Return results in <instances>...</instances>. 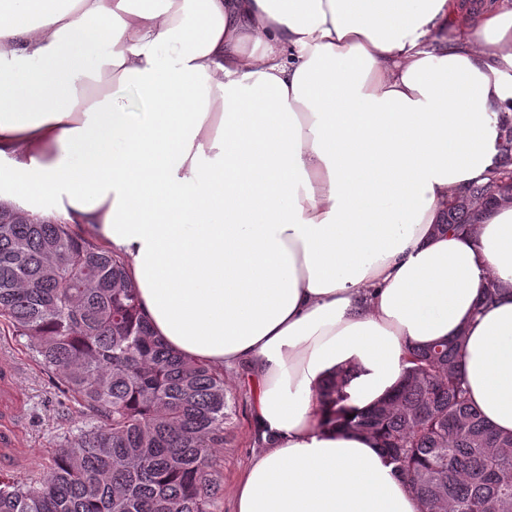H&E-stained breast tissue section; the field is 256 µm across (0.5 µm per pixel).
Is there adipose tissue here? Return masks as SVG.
<instances>
[{"label": "adipose tissue", "instance_id": "1", "mask_svg": "<svg viewBox=\"0 0 512 512\" xmlns=\"http://www.w3.org/2000/svg\"><path fill=\"white\" fill-rule=\"evenodd\" d=\"M502 117L512 0H0V206L121 256L173 351L246 369L235 512H418L318 394L344 370L368 409L409 346L461 331L470 398L512 433V202L440 228Z\"/></svg>", "mask_w": 512, "mask_h": 512}]
</instances>
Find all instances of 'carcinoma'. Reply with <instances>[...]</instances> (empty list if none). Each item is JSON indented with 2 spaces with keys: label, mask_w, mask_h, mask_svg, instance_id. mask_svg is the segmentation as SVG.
<instances>
[{
  "label": "carcinoma",
  "mask_w": 512,
  "mask_h": 512,
  "mask_svg": "<svg viewBox=\"0 0 512 512\" xmlns=\"http://www.w3.org/2000/svg\"><path fill=\"white\" fill-rule=\"evenodd\" d=\"M499 129L498 165L448 200L450 230L512 200V122ZM0 328L27 340L82 418L47 477H0V512H214L212 449L224 447L235 402L222 372L152 334L120 256L68 224L0 208ZM464 339L408 349L401 384L352 418L348 374L337 373L323 387L324 423L372 436L419 512H512V434L472 405Z\"/></svg>",
  "instance_id": "obj_1"
}]
</instances>
